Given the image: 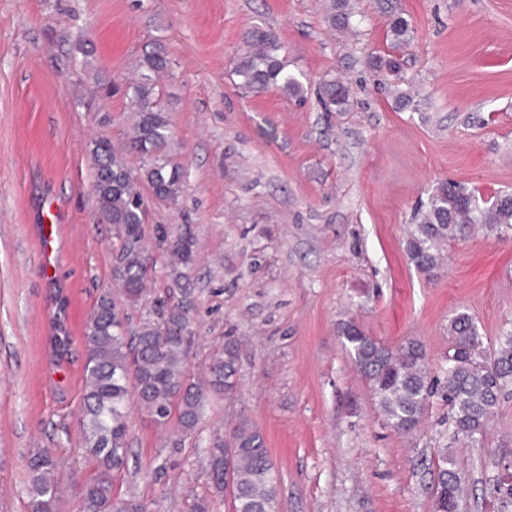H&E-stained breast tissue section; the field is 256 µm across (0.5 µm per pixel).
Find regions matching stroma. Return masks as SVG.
<instances>
[{"instance_id":"obj_1","label":"stroma","mask_w":512,"mask_h":512,"mask_svg":"<svg viewBox=\"0 0 512 512\" xmlns=\"http://www.w3.org/2000/svg\"><path fill=\"white\" fill-rule=\"evenodd\" d=\"M351 4L355 25L339 31L325 0H0V512H27L28 462L44 449L63 462L60 512H82L75 486L95 473L79 425L84 327L103 289L123 299L121 243L96 208L90 141L124 146L122 90L155 49L170 62L157 89L186 183L176 202L145 197L149 295L171 284L158 232H191L186 369L203 376L231 340L238 372L192 434L134 411L115 495L188 512L210 493L203 448L247 427L269 448L280 512H434L442 449L465 480L464 512H499L487 479L494 462L512 461V398L480 444L454 439L437 392L417 431L399 433L341 326L392 348L418 341L433 380L444 377L456 314L490 348L512 329V229L450 244L433 281L405 254L414 209L439 183L512 189V0ZM392 11L414 28L399 83L369 66L388 49ZM253 26L282 45L303 98L242 95L232 61ZM337 74L351 106L327 112L316 87ZM393 84L417 92L418 111L397 109ZM53 222L47 279L38 227Z\"/></svg>"}]
</instances>
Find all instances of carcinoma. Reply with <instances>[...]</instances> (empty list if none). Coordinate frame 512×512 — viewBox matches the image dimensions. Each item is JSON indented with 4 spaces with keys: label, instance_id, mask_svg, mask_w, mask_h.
<instances>
[{
    "label": "carcinoma",
    "instance_id": "carcinoma-1",
    "mask_svg": "<svg viewBox=\"0 0 512 512\" xmlns=\"http://www.w3.org/2000/svg\"><path fill=\"white\" fill-rule=\"evenodd\" d=\"M353 17L351 0H331L326 13L331 28L348 30ZM412 34L405 17H392L388 32L391 49L408 44ZM242 43L244 52L237 57L233 71L243 93L259 95L276 88L291 97L303 95V82L288 71L281 46L270 32L249 28ZM168 67L163 53L145 55L138 78L127 85L125 96L131 120L128 149L143 159V180L155 196L175 202L183 192L185 170L171 158V123L156 95L157 77ZM318 97L326 111L343 112L350 106L351 91L341 78L331 76L320 83ZM91 146L97 209L122 241L115 277L126 300L135 305L144 297L150 275V256L141 247L145 199L108 137L94 138ZM477 224L489 231L512 228V192L498 191L486 197L458 182L441 183L415 208L405 246L408 260L428 279H434L443 264L441 246L468 238ZM162 242L173 265L186 268L192 264L195 241L190 235L173 239L164 235ZM156 315L129 338L127 315L107 292L89 316L80 425L96 473L79 487L83 512H146L138 499H118L113 493L114 474L126 463L133 406H139L160 427L177 415L180 429L187 435L196 430L208 397L233 387L238 364L233 342L210 358L204 382H192L185 368L188 310L177 302L156 310ZM341 332L345 348L371 384L386 424L400 433L415 430L434 387L424 347L416 341L387 347L351 322L343 324ZM450 335L448 369L442 383L448 419L454 437L480 442L491 415L512 393V333L505 335L499 348L487 349L477 323L460 313L451 322ZM233 442L237 452L227 471L224 438H214L203 449L211 493L195 499L190 512H211L212 501L224 499L226 489L232 492L235 512H279L277 477L263 436L244 427L234 433ZM447 464L443 457L437 465L434 512H461L462 478ZM59 467V459L48 450L30 459V512H56L59 492L55 474ZM489 487L502 507L512 504V480L494 477Z\"/></svg>",
    "mask_w": 512,
    "mask_h": 512
}]
</instances>
